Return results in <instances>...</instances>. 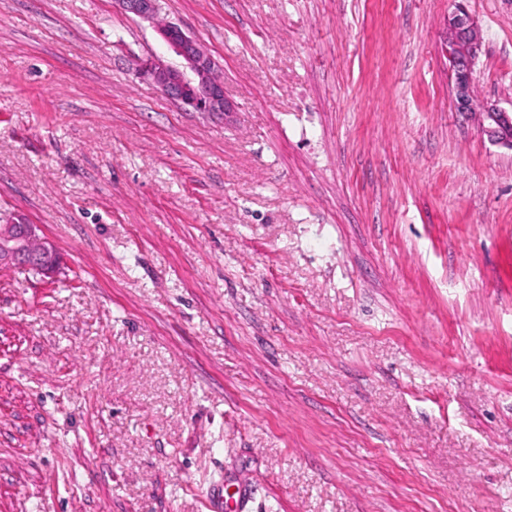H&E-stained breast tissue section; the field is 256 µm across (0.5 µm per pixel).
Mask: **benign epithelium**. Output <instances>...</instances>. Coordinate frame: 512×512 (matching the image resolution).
Segmentation results:
<instances>
[{
	"label": "benign epithelium",
	"instance_id": "7a95c632",
	"mask_svg": "<svg viewBox=\"0 0 512 512\" xmlns=\"http://www.w3.org/2000/svg\"><path fill=\"white\" fill-rule=\"evenodd\" d=\"M118 3L125 12L150 22L160 11L159 0H118ZM158 33L182 59L184 69L152 57L141 64L139 75L180 108L216 114L229 111L224 85L215 77V63L199 41L170 21L158 26ZM483 47L482 29L463 6H458L448 16V58L454 75L455 109L474 118L491 144L512 150V111L481 101L474 94L473 70ZM16 265L32 268L44 278L57 273L59 253L52 243L39 236L38 225L23 221L0 224V269Z\"/></svg>",
	"mask_w": 512,
	"mask_h": 512
}]
</instances>
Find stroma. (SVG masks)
<instances>
[{
    "label": "stroma",
    "mask_w": 512,
    "mask_h": 512,
    "mask_svg": "<svg viewBox=\"0 0 512 512\" xmlns=\"http://www.w3.org/2000/svg\"><path fill=\"white\" fill-rule=\"evenodd\" d=\"M512 108V0H0V512H512V150L456 112L448 16ZM53 492H45L47 475ZM159 0H118L122 10L142 20L154 22L159 11ZM157 29L164 43L182 59L184 68L191 75L186 70L168 65L159 57L145 60L139 68V75L153 83L167 100L180 108L216 114L229 112L224 85L215 77V63L199 41L174 22L159 25ZM10 223L0 224V269L22 265L33 268L44 278H52L60 265L55 246L39 236L38 225ZM204 500L207 512H245L251 501V493L245 489L230 492L221 480L209 487Z\"/></svg>",
    "instance_id": "1"
}]
</instances>
